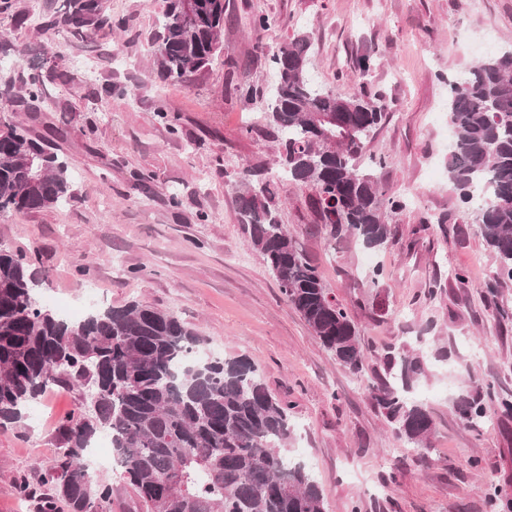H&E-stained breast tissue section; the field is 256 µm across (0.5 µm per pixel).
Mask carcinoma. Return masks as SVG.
Segmentation results:
<instances>
[{
    "mask_svg": "<svg viewBox=\"0 0 512 512\" xmlns=\"http://www.w3.org/2000/svg\"><path fill=\"white\" fill-rule=\"evenodd\" d=\"M48 26L90 37L112 27L101 0H68ZM224 0H165L153 50L163 82L189 83L221 48ZM310 41L283 44L273 56L275 79L267 120L280 135L287 177L314 191L330 236L349 234L369 249L390 239L387 217L402 202L386 195L372 173L357 168L370 134L386 118L381 97L344 98L316 83ZM58 63L41 65L25 84L30 115L42 111L47 81H65ZM448 181L477 221L496 263L491 292L512 282V47L448 79ZM261 168L244 172L239 209L286 301L338 364L362 375L367 353L353 319L329 297L322 276L280 223L272 181ZM73 196L67 160L13 122L0 123V213H32ZM47 273L36 259L0 243V427L23 420L48 389H87L92 414L78 407L59 423V452L46 492L20 481L34 512H110L112 481L94 480L82 451L112 434L120 478L139 512H325L322 492L301 462L288 460L290 405L273 395L243 357L213 358L208 376L193 372L207 339L170 311L132 301L68 320L43 306ZM386 376L367 383L391 432L415 448L430 440L428 410L408 393L425 376L422 360L402 347L384 356ZM512 414V400L478 383L456 402L478 428L486 401Z\"/></svg>",
    "mask_w": 512,
    "mask_h": 512,
    "instance_id": "carcinoma-1",
    "label": "carcinoma"
}]
</instances>
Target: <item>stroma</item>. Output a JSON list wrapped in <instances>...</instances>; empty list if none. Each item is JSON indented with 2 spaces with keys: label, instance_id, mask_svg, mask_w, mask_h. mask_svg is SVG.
<instances>
[{
  "label": "stroma",
  "instance_id": "obj_1",
  "mask_svg": "<svg viewBox=\"0 0 512 512\" xmlns=\"http://www.w3.org/2000/svg\"><path fill=\"white\" fill-rule=\"evenodd\" d=\"M64 3L14 0L12 14L0 16V46L10 48L0 56V113L47 140L72 173L65 205L0 214V242L39 253L43 305L90 312L141 301L198 328L217 357L246 356L289 402L287 455L310 468L326 512H488L496 488L512 500V415L474 429L456 410L474 380L512 396V286L495 295L486 288L495 266L448 183L443 111L449 76L512 45V0H226L220 55L191 83L162 85L152 44L164 0H102L117 26L88 40L45 28ZM260 16L268 28L255 26ZM303 36L318 83L388 105L362 160L405 202L382 248L330 237L309 189L279 173L261 100L273 55ZM38 54L62 56L71 81L46 85L32 121L18 96ZM366 54L374 66L364 77L356 60ZM19 55L25 66L15 65ZM243 83L252 100L240 96ZM259 164L278 179L282 224L354 320L368 375L384 376L392 347L428 359L416 387L434 425L427 455L393 436L364 379L336 363L249 245L237 185ZM375 265L383 270L376 288ZM440 346L448 360H434ZM83 401L81 391L54 390L36 406L39 428L26 420L0 429V512H20L17 480L46 488L57 423Z\"/></svg>",
  "mask_w": 512,
  "mask_h": 512
}]
</instances>
